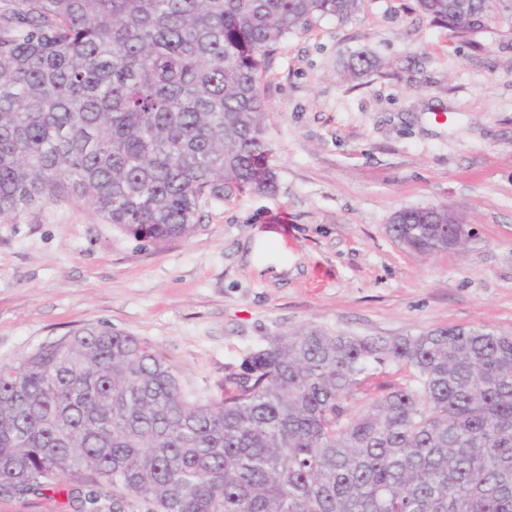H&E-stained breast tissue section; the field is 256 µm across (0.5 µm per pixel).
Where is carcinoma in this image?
Returning <instances> with one entry per match:
<instances>
[{
    "instance_id": "carcinoma-1",
    "label": "carcinoma",
    "mask_w": 512,
    "mask_h": 512,
    "mask_svg": "<svg viewBox=\"0 0 512 512\" xmlns=\"http://www.w3.org/2000/svg\"><path fill=\"white\" fill-rule=\"evenodd\" d=\"M362 0H0V216L63 197L142 246L205 202L276 192L271 47ZM459 36L512 0H416ZM456 216L389 231L455 250ZM405 382L359 409L372 370ZM200 397L136 337L94 324L0 361V490L87 484L81 512H512V336L311 328L269 337Z\"/></svg>"
}]
</instances>
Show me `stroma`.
Here are the masks:
<instances>
[{
	"label": "stroma",
	"mask_w": 512,
	"mask_h": 512,
	"mask_svg": "<svg viewBox=\"0 0 512 512\" xmlns=\"http://www.w3.org/2000/svg\"><path fill=\"white\" fill-rule=\"evenodd\" d=\"M372 68L354 73L357 55ZM272 195L203 204L194 235L139 247L69 198L0 216V360L98 322L212 395L270 336L484 326L512 336V22L468 38L415 0H364L279 40L262 82ZM437 205L475 231L427 256L389 231ZM0 512H78L0 492Z\"/></svg>",
	"instance_id": "35a3bbf8"
}]
</instances>
